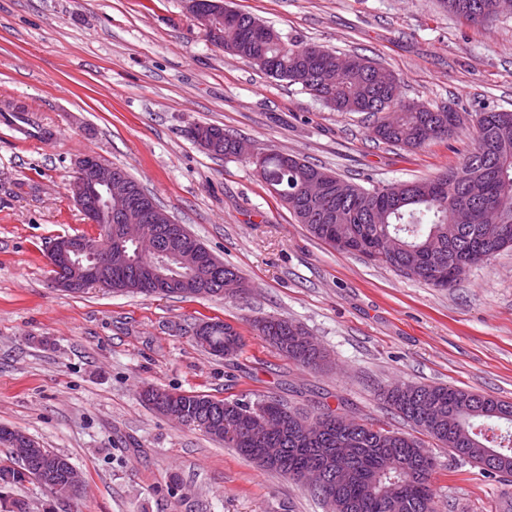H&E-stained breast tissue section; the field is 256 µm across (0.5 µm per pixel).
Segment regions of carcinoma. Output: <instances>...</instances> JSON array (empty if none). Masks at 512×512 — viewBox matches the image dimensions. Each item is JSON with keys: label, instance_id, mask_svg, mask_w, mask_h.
I'll return each instance as SVG.
<instances>
[{"label": "carcinoma", "instance_id": "cac0c4a2", "mask_svg": "<svg viewBox=\"0 0 512 512\" xmlns=\"http://www.w3.org/2000/svg\"><path fill=\"white\" fill-rule=\"evenodd\" d=\"M448 7L467 21L478 23L496 14L495 0H447ZM232 32L224 49L267 75L299 84L335 112L383 114L373 127L374 138L408 150L420 149L452 131L455 112L407 102L399 81L389 69L357 54L336 55L322 49L312 55L311 45L285 40L259 20L230 10ZM218 138L215 156L236 158L237 138L224 129L207 125ZM256 177L280 200L310 233L333 246L385 263L400 270L413 260L419 280L438 288L456 282L467 266L488 260L512 248V116L481 112L474 124V148L462 164L434 178L408 183L396 196L390 186L370 189L348 183L349 192L336 194L339 177L332 171L298 160L292 165L268 153L261 166H252ZM129 261L112 268V290L141 293L134 284L138 270L155 259L153 246L127 249ZM204 276L177 280L167 293L189 297L196 288L219 294L227 279L248 290L251 285L220 259H208ZM264 333L288 359L315 366L323 355L304 341L307 332L286 319L269 318ZM242 336L229 323H212L208 352L221 356L229 347L241 349ZM384 400L413 431L431 437L460 461L483 467V449L492 448L503 458L496 475L512 485V402L490 394L452 386L414 385L405 394L386 390ZM178 407L189 409L197 427L215 436L242 457L264 470L290 480L313 464L331 470L329 483L312 494L330 512H442L432 488L436 464L418 438L365 423L332 410L319 409L314 417L323 430L307 438L293 428L278 430L263 439L248 432L245 415L278 417L285 412L306 417L274 396L253 403L214 399L208 395L180 393ZM9 450L10 464L0 465V485L19 484L24 475L16 463L13 445L0 436Z\"/></svg>", "mask_w": 512, "mask_h": 512}]
</instances>
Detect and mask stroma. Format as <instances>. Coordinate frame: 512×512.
<instances>
[{
    "label": "stroma",
    "mask_w": 512,
    "mask_h": 512,
    "mask_svg": "<svg viewBox=\"0 0 512 512\" xmlns=\"http://www.w3.org/2000/svg\"><path fill=\"white\" fill-rule=\"evenodd\" d=\"M224 3L289 39L379 62L403 98L464 122L417 151L378 142L366 114L332 111L211 43L184 0H0V109L23 107L48 132L28 137L0 117V425L64 454L83 479L65 500L32 480L0 491L30 512H327L300 484L152 410L148 386L322 403L401 432L379 388L451 385L512 402V250L454 287L428 286L313 237L248 164L189 135L216 125L368 188L435 176L472 150L477 113L512 111V11L473 25L439 0ZM83 155L128 171L251 291L56 288L47 242L98 233L67 191ZM268 317L302 325L327 364L288 360L255 328ZM209 320L242 334L237 356L196 345ZM423 445L447 512H512L500 478Z\"/></svg>",
    "instance_id": "stroma-1"
}]
</instances>
